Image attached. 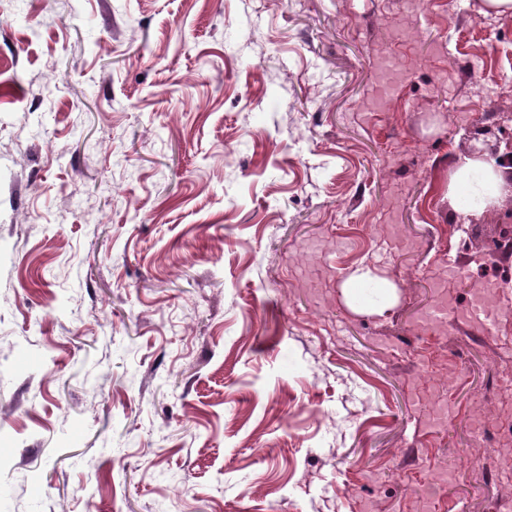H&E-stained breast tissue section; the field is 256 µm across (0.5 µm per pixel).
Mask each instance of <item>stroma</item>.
Masks as SVG:
<instances>
[{
	"mask_svg": "<svg viewBox=\"0 0 512 512\" xmlns=\"http://www.w3.org/2000/svg\"><path fill=\"white\" fill-rule=\"evenodd\" d=\"M481 7L0 0V512H512V289L421 323L496 271L448 196L512 132Z\"/></svg>",
	"mask_w": 512,
	"mask_h": 512,
	"instance_id": "1",
	"label": "stroma"
}]
</instances>
